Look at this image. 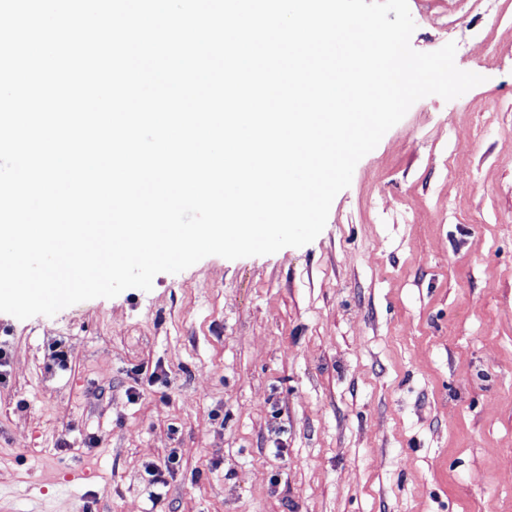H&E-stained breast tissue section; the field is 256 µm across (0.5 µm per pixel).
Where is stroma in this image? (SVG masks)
Segmentation results:
<instances>
[{
	"label": "stroma",
	"instance_id": "obj_1",
	"mask_svg": "<svg viewBox=\"0 0 512 512\" xmlns=\"http://www.w3.org/2000/svg\"><path fill=\"white\" fill-rule=\"evenodd\" d=\"M408 4L484 81L415 102L313 242L0 313L16 512H512V0Z\"/></svg>",
	"mask_w": 512,
	"mask_h": 512
}]
</instances>
